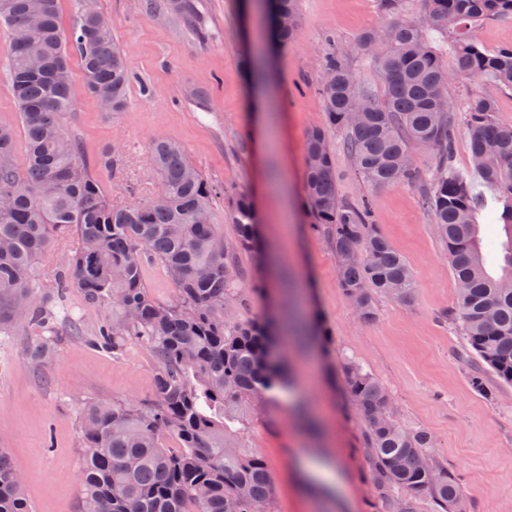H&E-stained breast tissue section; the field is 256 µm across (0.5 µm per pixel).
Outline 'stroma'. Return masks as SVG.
I'll return each mask as SVG.
<instances>
[{
	"label": "stroma",
	"instance_id": "obj_1",
	"mask_svg": "<svg viewBox=\"0 0 512 512\" xmlns=\"http://www.w3.org/2000/svg\"><path fill=\"white\" fill-rule=\"evenodd\" d=\"M253 2L184 0L178 13L165 0H98L129 65L128 104L116 114L102 112L84 94L80 69H73L66 135L80 144L82 160L118 205L142 204L158 193L153 137L180 142L218 189L214 221L225 238L236 235L225 196L248 194L265 246L289 273L309 278L301 295L246 287L233 304L237 321L247 323L283 301L291 314L317 316L323 330L311 350L289 355V384L275 402L258 405L241 430L245 447L270 468L274 512H389L370 476L363 421L328 370L343 353L356 355L387 385L398 419L432 434L434 457L460 479L465 512H512V384L491 379L486 393L475 391L462 339L446 318L456 282L423 204V187L434 177L430 151L412 150L418 182L373 188L355 173L344 132L329 133L339 195L368 199L415 281L410 301L379 298L371 322L361 321L345 296L336 257L312 230L305 205L304 141L327 125L318 91L325 53L343 48L357 79L379 90L374 53L358 41L394 19H420L422 0H399L391 12L382 0H299L298 32L275 49ZM257 57L265 62L264 88L278 97L268 112L250 107ZM474 94L494 99L497 122L512 126V89L468 77L448 85L455 104ZM35 339L21 327L0 334V448L25 475L32 512H81V404L150 399L154 363L139 344L114 355L62 330L54 362L37 367L23 353Z\"/></svg>",
	"mask_w": 512,
	"mask_h": 512
}]
</instances>
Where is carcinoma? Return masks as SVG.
Instances as JSON below:
<instances>
[{
	"label": "carcinoma",
	"mask_w": 512,
	"mask_h": 512,
	"mask_svg": "<svg viewBox=\"0 0 512 512\" xmlns=\"http://www.w3.org/2000/svg\"><path fill=\"white\" fill-rule=\"evenodd\" d=\"M266 2L275 40H288L298 28L296 0ZM77 4L66 34L59 0H0V24L14 32L10 80L25 140L19 166L14 129L0 125V331L21 324L36 332L51 328L56 316L40 293L38 266L58 241L75 237L55 277L57 296L75 290L88 305L110 310L94 344L117 355L137 342L155 365L151 399L82 404V512H270V469L241 446L240 426L256 402L275 398L288 384L273 358L275 341L308 342L313 330L288 317L234 319L227 303L240 288L250 283L264 291L239 262L258 246L256 214L245 195L237 196L229 209L237 236L224 239L213 217L216 190L180 144L152 141L163 202L115 206L100 190L61 127L73 106L70 58L80 60L86 94L111 112L126 107L130 72L95 0ZM423 4L424 20L402 19L384 35L369 31L360 38L366 49L385 43L376 55L382 97L359 82L334 47L324 56L319 91L329 126L346 133L354 170L367 185L415 181L410 149L432 151L435 174L423 201L457 283L451 319L481 365L470 384L484 393L485 369L512 384V127L496 121L493 100L476 95L457 108L447 88L454 75L512 89V49L491 54L470 35L480 21L512 15V0ZM437 35L455 45L451 69L434 46ZM458 111L466 113L470 137L467 170L453 164ZM304 156L312 228L327 236L340 286L359 318L370 322L376 297H412V273L373 222L368 203L339 198L324 129L307 134ZM487 211L506 237L496 278L487 271L480 232ZM149 263L162 266L172 300L150 292L143 277ZM55 353L49 338L24 349L39 367ZM340 373L364 421L378 480L392 492V512H413L412 499L422 495L441 512L461 508L458 479L431 460L432 435L396 419L390 392L356 358H343ZM0 512H31L25 477L4 448Z\"/></svg>",
	"instance_id": "carcinoma-1"
}]
</instances>
